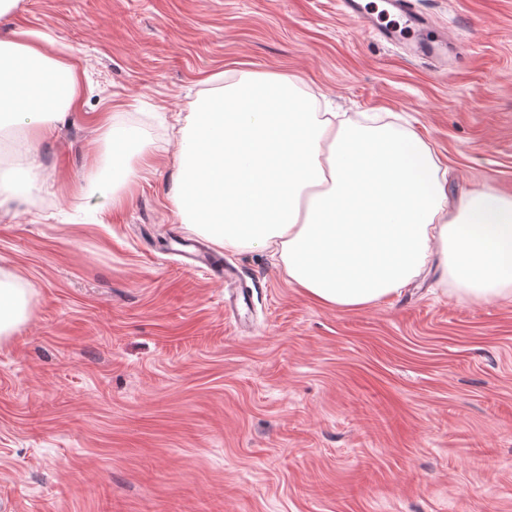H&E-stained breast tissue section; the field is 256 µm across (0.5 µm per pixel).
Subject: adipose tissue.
Here are the masks:
<instances>
[{"mask_svg": "<svg viewBox=\"0 0 512 512\" xmlns=\"http://www.w3.org/2000/svg\"><path fill=\"white\" fill-rule=\"evenodd\" d=\"M65 96L49 103L56 81ZM76 68L25 30L0 39V127L37 154L48 125L79 105ZM286 111L269 109L271 97ZM124 190L152 154L135 132L103 131ZM171 198L183 223L231 251L273 252L291 286L351 310L401 293L439 262L463 298L512 301V198L476 188L448 201L438 159L415 134L319 111L283 75L244 74L221 107L202 102L180 131ZM29 316L25 289L0 279V340Z\"/></svg>", "mask_w": 512, "mask_h": 512, "instance_id": "obj_1", "label": "adipose tissue"}]
</instances>
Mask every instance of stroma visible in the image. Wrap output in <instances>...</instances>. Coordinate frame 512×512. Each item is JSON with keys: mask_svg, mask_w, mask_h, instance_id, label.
Masks as SVG:
<instances>
[{"mask_svg": "<svg viewBox=\"0 0 512 512\" xmlns=\"http://www.w3.org/2000/svg\"><path fill=\"white\" fill-rule=\"evenodd\" d=\"M457 43L448 73L338 0H17L5 28L83 73L36 168L0 135V274L30 317L0 343V512H512V302L462 299L431 269L338 310L269 251L224 252L254 290L245 328L172 201L178 121L241 73L397 122L451 200L512 197V0H417ZM154 148L113 207L104 125ZM28 172H14L8 178H0V208H8L21 199L27 190Z\"/></svg>", "mask_w": 512, "mask_h": 512, "instance_id": "1", "label": "stroma"}]
</instances>
